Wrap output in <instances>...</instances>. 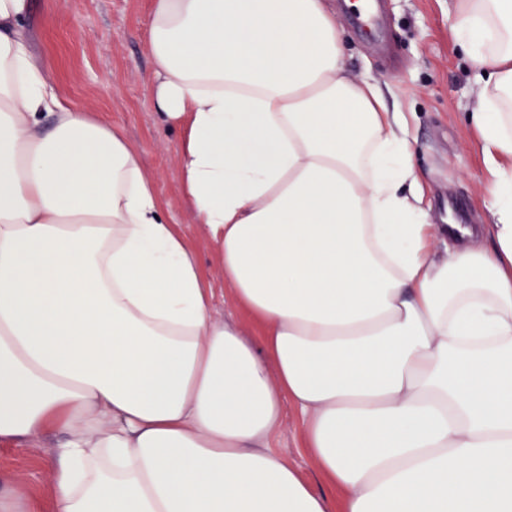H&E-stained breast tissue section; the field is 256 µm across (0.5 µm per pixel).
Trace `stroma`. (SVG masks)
I'll use <instances>...</instances> for the list:
<instances>
[{
    "instance_id": "obj_1",
    "label": "stroma",
    "mask_w": 512,
    "mask_h": 512,
    "mask_svg": "<svg viewBox=\"0 0 512 512\" xmlns=\"http://www.w3.org/2000/svg\"><path fill=\"white\" fill-rule=\"evenodd\" d=\"M345 39V63L360 77L387 82L389 107L406 112L433 223L481 224L480 190L489 177L478 135L466 114L475 98L465 52L448 19V0H382L384 47L348 17L355 0H333ZM152 0H32L24 22L47 78L61 96L102 113L141 150L145 167L178 232L193 246L202 283L213 295L217 320L237 322L255 337L258 326L232 302L214 244L196 224L179 189L181 133L162 126L153 107L152 64L146 30ZM56 440L45 436L16 446L0 444V491L21 487L45 500ZM276 449L312 485L320 475L304 445L302 421L283 408Z\"/></svg>"
}]
</instances>
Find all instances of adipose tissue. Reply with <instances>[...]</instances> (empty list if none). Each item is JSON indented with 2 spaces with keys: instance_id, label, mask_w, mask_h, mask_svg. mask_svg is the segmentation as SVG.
<instances>
[{
  "instance_id": "1",
  "label": "adipose tissue",
  "mask_w": 512,
  "mask_h": 512,
  "mask_svg": "<svg viewBox=\"0 0 512 512\" xmlns=\"http://www.w3.org/2000/svg\"><path fill=\"white\" fill-rule=\"evenodd\" d=\"M29 10L0 0V441L62 435L51 512H512V0H448L490 178L441 252L329 0H153L155 109L256 339ZM287 402L327 491L273 447Z\"/></svg>"
}]
</instances>
